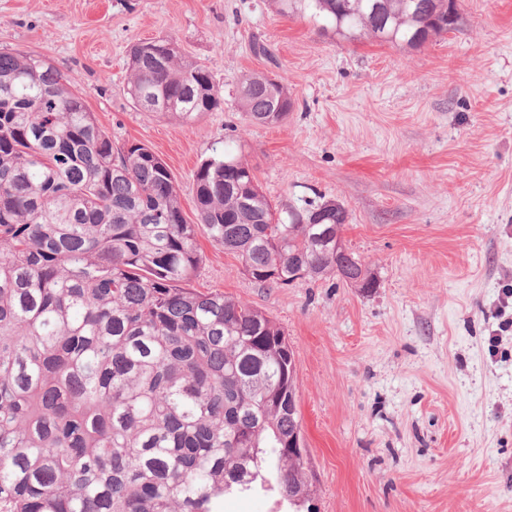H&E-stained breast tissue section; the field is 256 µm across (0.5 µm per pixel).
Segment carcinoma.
Segmentation results:
<instances>
[{"label":"carcinoma","instance_id":"obj_1","mask_svg":"<svg viewBox=\"0 0 512 512\" xmlns=\"http://www.w3.org/2000/svg\"><path fill=\"white\" fill-rule=\"evenodd\" d=\"M340 39L419 47L456 29L457 0H275ZM128 94L185 124L223 102L175 38L130 51ZM242 111L277 124L288 86L252 73ZM197 223L141 144L116 147L39 55L0 50V512H224V497L309 501L284 332L189 287L198 231L251 278L288 286L363 266L336 258L334 200L272 204L233 148L194 173Z\"/></svg>","mask_w":512,"mask_h":512}]
</instances>
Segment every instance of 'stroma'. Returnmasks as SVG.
Here are the masks:
<instances>
[{"instance_id":"35a3bbf8","label":"stroma","mask_w":512,"mask_h":512,"mask_svg":"<svg viewBox=\"0 0 512 512\" xmlns=\"http://www.w3.org/2000/svg\"><path fill=\"white\" fill-rule=\"evenodd\" d=\"M168 37L224 96L189 124L127 93L131 45ZM0 48L64 72L115 145L149 146L188 222L226 145L273 204L347 210L375 287L262 285L203 233L190 283L284 331L312 512H512V0H463L418 49L339 40L273 0H0ZM254 72L287 84L281 123L242 112Z\"/></svg>"}]
</instances>
